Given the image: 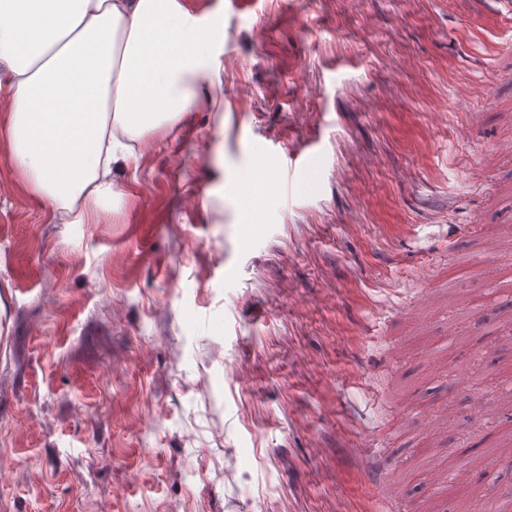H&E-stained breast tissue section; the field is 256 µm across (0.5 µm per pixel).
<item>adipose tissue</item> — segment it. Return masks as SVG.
<instances>
[{
    "label": "adipose tissue",
    "mask_w": 512,
    "mask_h": 512,
    "mask_svg": "<svg viewBox=\"0 0 512 512\" xmlns=\"http://www.w3.org/2000/svg\"><path fill=\"white\" fill-rule=\"evenodd\" d=\"M212 39L180 0H0V129L51 217L85 223L112 194L125 139L192 110L187 80Z\"/></svg>",
    "instance_id": "obj_1"
}]
</instances>
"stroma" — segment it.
<instances>
[{
    "label": "stroma",
    "instance_id": "35a3bbf8",
    "mask_svg": "<svg viewBox=\"0 0 512 512\" xmlns=\"http://www.w3.org/2000/svg\"><path fill=\"white\" fill-rule=\"evenodd\" d=\"M182 3L214 62L91 220H53L0 134V512H512V16ZM271 150L305 168L243 207Z\"/></svg>",
    "mask_w": 512,
    "mask_h": 512
}]
</instances>
